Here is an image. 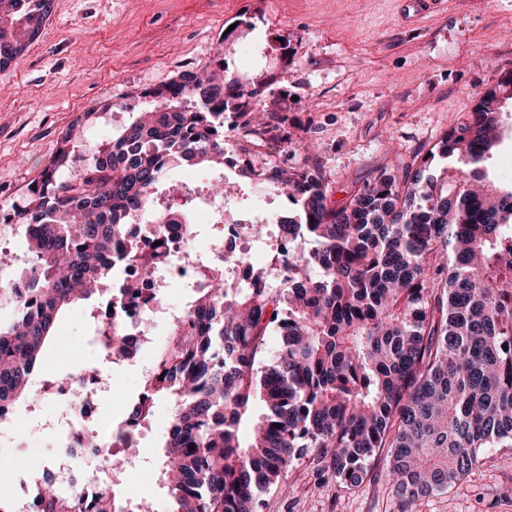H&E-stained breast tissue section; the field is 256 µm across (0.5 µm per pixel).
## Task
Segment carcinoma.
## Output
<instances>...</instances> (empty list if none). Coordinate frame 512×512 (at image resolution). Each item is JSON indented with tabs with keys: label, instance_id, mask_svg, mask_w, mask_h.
Masks as SVG:
<instances>
[{
	"label": "carcinoma",
	"instance_id": "1",
	"mask_svg": "<svg viewBox=\"0 0 512 512\" xmlns=\"http://www.w3.org/2000/svg\"><path fill=\"white\" fill-rule=\"evenodd\" d=\"M53 8L54 0H0V66L28 49ZM268 86L241 84L222 58L205 75L184 73L150 92L151 105L68 177L83 129L112 104L62 132L27 203L11 213L31 277L17 298L0 290L11 309L0 323V416L39 399L31 382L66 308L104 297L120 311L142 299L136 284L112 283L114 267L140 260L123 245L129 225L183 167L226 164L224 114L250 144L288 142L266 110ZM509 99L512 70L417 167L383 169L341 203L331 201L311 144L301 165L261 170L240 147L239 175L287 195L294 213L278 224L310 248L285 260L274 289L233 286L210 269L171 322L126 424L149 421L157 397L172 403L162 479L173 512H258L260 495L287 487L293 460L310 448L347 489L386 450L393 494L408 504L477 469L481 449L512 447V188L487 174ZM438 161L448 164L444 182L432 173ZM193 206L188 196L163 214L162 248L171 232L199 234ZM274 331L281 344L266 364ZM98 338L111 363L136 353L117 319ZM37 497L41 512H63L56 484ZM90 512H123L112 480Z\"/></svg>",
	"mask_w": 512,
	"mask_h": 512
}]
</instances>
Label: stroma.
<instances>
[{
    "label": "stroma",
    "mask_w": 512,
    "mask_h": 512,
    "mask_svg": "<svg viewBox=\"0 0 512 512\" xmlns=\"http://www.w3.org/2000/svg\"><path fill=\"white\" fill-rule=\"evenodd\" d=\"M236 25L231 39L225 28ZM223 59L241 82L270 78L278 118L291 143L255 147L256 166L297 164L311 140L331 180L332 199L363 185L376 171L412 162L471 111L477 93L512 69V0H443L439 12L407 22L400 0H55L36 41L0 68V210L24 204L28 187L54 153L62 132L82 112L113 109L89 126L77 154H94L107 137L147 105L145 94L181 74ZM501 143L489 166L496 185H512V102L501 118ZM236 212L255 203L270 214L292 205L273 186L239 179ZM186 288L160 297L161 314L148 341L110 368L115 393L100 396L97 413L121 421L144 390L170 315L183 312ZM105 304H73L60 319L39 379L52 381L100 360L88 343L91 320ZM25 403L0 446V486L18 492L38 450L58 448L56 435L28 424ZM157 400L138 428V453L125 473L130 498L151 499L155 512L173 501L160 479L161 444L170 420ZM483 464L454 488L419 498L405 512H512V448H485ZM315 452L296 458L289 493L271 490L260 512H404L391 492L387 459L377 457L358 489L319 478Z\"/></svg>",
    "instance_id": "stroma-1"
}]
</instances>
